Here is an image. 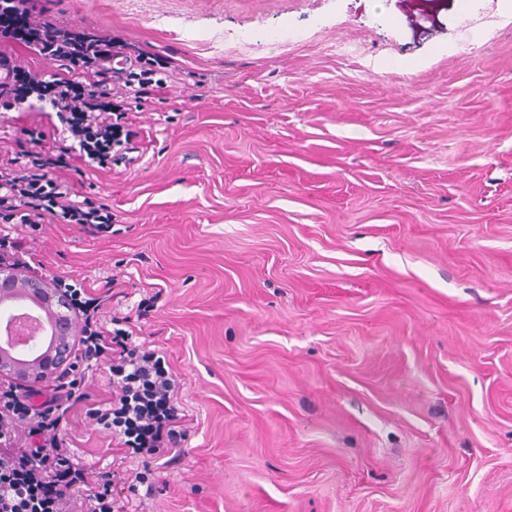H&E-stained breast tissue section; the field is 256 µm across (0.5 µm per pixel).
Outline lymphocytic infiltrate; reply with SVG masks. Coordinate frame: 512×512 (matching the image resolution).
Listing matches in <instances>:
<instances>
[{"label":"lymphocytic infiltrate","mask_w":512,"mask_h":512,"mask_svg":"<svg viewBox=\"0 0 512 512\" xmlns=\"http://www.w3.org/2000/svg\"><path fill=\"white\" fill-rule=\"evenodd\" d=\"M111 54H92L90 75L68 81L42 80L43 99L52 106L66 104L69 115L65 135L35 133L23 159L8 158L14 176L0 179V242L15 248L16 264H23L24 230L45 215L68 224L100 227L111 224L107 206L90 199L76 200L67 175L77 149L93 148L99 168L137 165L141 159L137 130L127 91L147 100L161 92L169 66L112 38ZM68 293L69 308L85 322L83 350L72 363L71 379H56L51 395L37 400L35 393L5 392L0 403V447L12 456L0 459V512H129L118 500L110 469L80 461L74 449L55 455L42 451L38 441L44 429L59 425L77 405L110 432L117 447L130 459L178 458L174 439L185 414L178 398L181 378L160 350L135 343L127 329H110L102 311V298L87 294L81 282L59 278ZM103 376L110 398L95 401L86 390L90 375ZM33 415L39 420L23 441L14 430L16 419Z\"/></svg>","instance_id":"obj_1"}]
</instances>
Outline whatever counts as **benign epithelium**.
Wrapping results in <instances>:
<instances>
[{"mask_svg": "<svg viewBox=\"0 0 512 512\" xmlns=\"http://www.w3.org/2000/svg\"><path fill=\"white\" fill-rule=\"evenodd\" d=\"M61 290L50 287L42 277L18 278L11 268L0 265V307L8 301L28 300L44 312L54 324L43 348L27 355H17L13 347L0 344V379L8 378L18 384L31 386L48 381L56 370L67 362L74 346L75 321L59 315Z\"/></svg>", "mask_w": 512, "mask_h": 512, "instance_id": "1", "label": "benign epithelium"}]
</instances>
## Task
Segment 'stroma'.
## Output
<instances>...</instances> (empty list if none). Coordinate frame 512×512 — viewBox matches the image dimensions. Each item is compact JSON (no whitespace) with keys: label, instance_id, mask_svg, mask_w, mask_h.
Returning <instances> with one entry per match:
<instances>
[{"label":"stroma","instance_id":"1","mask_svg":"<svg viewBox=\"0 0 512 512\" xmlns=\"http://www.w3.org/2000/svg\"><path fill=\"white\" fill-rule=\"evenodd\" d=\"M48 7L174 60L139 164L71 174L110 227L49 217L30 247L46 278H115L191 422L173 463L121 459L80 410L41 444L139 512H512V0ZM60 129L0 113L13 144Z\"/></svg>","mask_w":512,"mask_h":512}]
</instances>
